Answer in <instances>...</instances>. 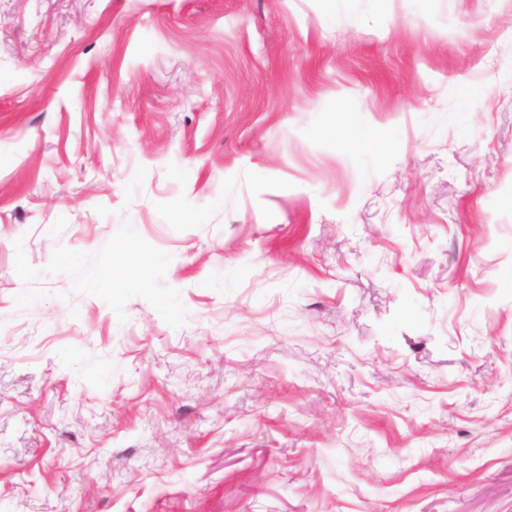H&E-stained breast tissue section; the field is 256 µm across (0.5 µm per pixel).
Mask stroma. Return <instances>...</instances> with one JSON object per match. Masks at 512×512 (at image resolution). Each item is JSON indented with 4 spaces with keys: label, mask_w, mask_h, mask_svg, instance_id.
Masks as SVG:
<instances>
[{
    "label": "stroma",
    "mask_w": 512,
    "mask_h": 512,
    "mask_svg": "<svg viewBox=\"0 0 512 512\" xmlns=\"http://www.w3.org/2000/svg\"><path fill=\"white\" fill-rule=\"evenodd\" d=\"M0 512H512V0H0Z\"/></svg>",
    "instance_id": "stroma-1"
}]
</instances>
